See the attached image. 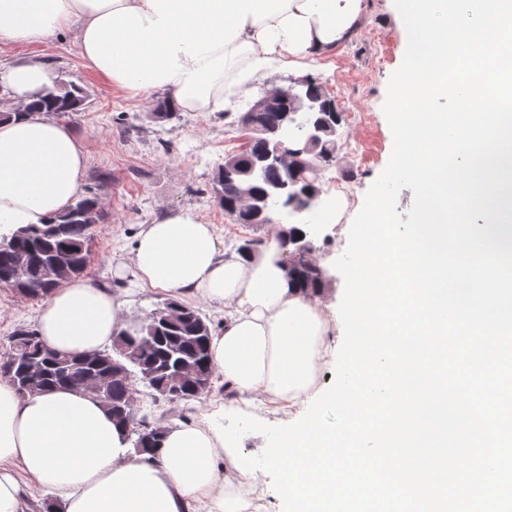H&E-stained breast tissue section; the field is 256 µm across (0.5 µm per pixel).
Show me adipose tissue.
<instances>
[{"mask_svg": "<svg viewBox=\"0 0 512 512\" xmlns=\"http://www.w3.org/2000/svg\"><path fill=\"white\" fill-rule=\"evenodd\" d=\"M365 0H0V47L75 29L87 65L132 98L163 92L182 112H228L231 85L329 56L358 29ZM39 54L0 61L8 107L51 87ZM88 155L72 128L40 112L0 121V224H41L78 195ZM129 268L137 284L224 307L211 337L214 371L239 394L295 406L332 363L331 319L316 293L291 287L274 253L224 255L214 225L192 211L140 225ZM112 289L74 278L38 314L48 348L104 350L123 327ZM223 407L161 423L155 452L133 454L95 394L55 388L19 395L0 376V512H24L31 486L62 512H250L242 477L224 473Z\"/></svg>", "mask_w": 512, "mask_h": 512, "instance_id": "ef3b65f1", "label": "adipose tissue"}]
</instances>
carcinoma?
<instances>
[{
  "label": "carcinoma",
  "mask_w": 512,
  "mask_h": 512,
  "mask_svg": "<svg viewBox=\"0 0 512 512\" xmlns=\"http://www.w3.org/2000/svg\"><path fill=\"white\" fill-rule=\"evenodd\" d=\"M84 101L83 89L75 84H56L38 100L16 107L18 111L45 110L57 114L75 112ZM322 85L313 77L288 97L289 108L299 113L300 128L309 121L324 119L317 128L316 143L310 157L273 166L263 160L275 150V141L262 136L279 125L281 106L274 104L263 112L251 113L252 138L245 148L224 158L217 165L214 184L224 213L237 224H248L265 230V237L246 239L237 248L241 254H259L270 250L280 262L289 251L287 241H303L307 251L314 249L312 240H303L291 232H277L274 214L266 208L264 198L292 188L293 215L299 216L318 204L322 190L318 185L321 171L337 162V127L341 115L331 116L325 107L332 103ZM102 218L98 198L85 195L47 224L29 225L0 234V275L25 281L29 298L44 300L62 282L79 277L86 271L93 225ZM63 257L67 262L64 276L50 280L46 276V260ZM288 277L301 288H325L327 276L312 259L286 265ZM212 330L198 310L172 298L165 299L146 319L132 330L119 332L114 342L122 345L117 355L103 350L94 365L84 367L80 358L59 353L57 357L75 369L64 373L57 363L45 359L42 342L34 331L17 330L10 337V352L0 361V375L15 388L28 387L33 393L54 387L75 386L85 373L102 379L108 395L100 400L124 426L126 439L136 453L151 452L157 447L160 429L146 420L133 426L135 406H127L137 395L135 381H142L168 402H183L203 393L211 384L213 369L209 344Z\"/></svg>",
  "instance_id": "carcinoma-1"
}]
</instances>
